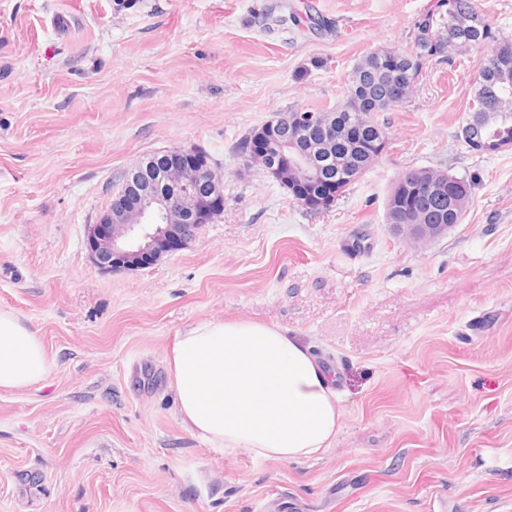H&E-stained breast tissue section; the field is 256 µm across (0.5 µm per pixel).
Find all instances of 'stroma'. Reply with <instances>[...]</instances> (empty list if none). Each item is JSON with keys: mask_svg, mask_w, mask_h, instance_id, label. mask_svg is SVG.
Segmentation results:
<instances>
[{"mask_svg": "<svg viewBox=\"0 0 512 512\" xmlns=\"http://www.w3.org/2000/svg\"><path fill=\"white\" fill-rule=\"evenodd\" d=\"M433 0H0V310L51 369L0 391V512H512V149L459 132L512 0H475L493 40L427 62L378 113L388 146L332 206L301 207L242 135L346 100L353 67L414 47ZM312 14L329 25H296ZM195 147L224 212L154 265L107 273L86 231L121 171ZM471 184L461 224L393 237L398 176ZM360 248H352L354 237ZM248 319L339 377L315 458L260 459L191 434L167 359L179 334Z\"/></svg>", "mask_w": 512, "mask_h": 512, "instance_id": "1", "label": "stroma"}]
</instances>
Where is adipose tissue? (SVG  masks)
<instances>
[{
	"label": "adipose tissue",
	"mask_w": 512,
	"mask_h": 512,
	"mask_svg": "<svg viewBox=\"0 0 512 512\" xmlns=\"http://www.w3.org/2000/svg\"><path fill=\"white\" fill-rule=\"evenodd\" d=\"M167 365L182 424L210 443L257 458L300 460L330 448L340 429L335 376L279 326L196 323L178 337ZM49 372L36 333L0 310V389H27Z\"/></svg>",
	"instance_id": "adipose-tissue-1"
}]
</instances>
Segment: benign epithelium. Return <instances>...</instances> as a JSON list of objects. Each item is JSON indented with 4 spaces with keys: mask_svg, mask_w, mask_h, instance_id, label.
<instances>
[{
    "mask_svg": "<svg viewBox=\"0 0 512 512\" xmlns=\"http://www.w3.org/2000/svg\"><path fill=\"white\" fill-rule=\"evenodd\" d=\"M461 137L469 148L485 150V141L474 123L462 127ZM277 139L280 156L299 174L294 199L304 204L317 178L308 155L299 152L290 139ZM164 164L157 167V180L170 186L166 194L152 190L128 193L120 188L96 224L88 226V247L94 265L104 271L146 268L165 254L179 250L199 228L224 210V183L206 163L196 161L195 150L176 147L162 152ZM392 234L412 245L431 243L448 232L449 224H423L415 210L388 211Z\"/></svg>",
    "mask_w": 512,
    "mask_h": 512,
    "instance_id": "obj_1",
    "label": "benign epithelium"
}]
</instances>
